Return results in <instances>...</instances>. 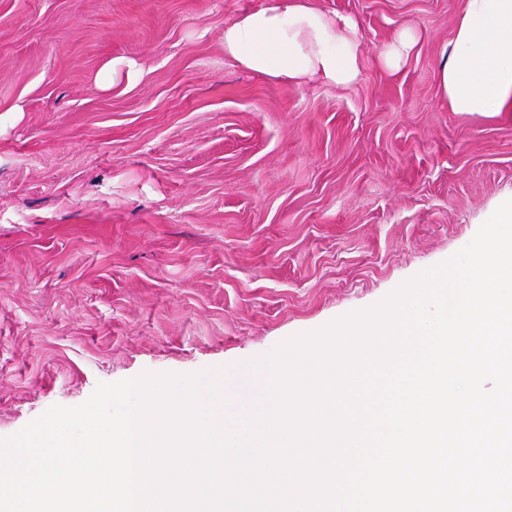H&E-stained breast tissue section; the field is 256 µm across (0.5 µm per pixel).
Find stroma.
Wrapping results in <instances>:
<instances>
[{"instance_id":"stroma-1","label":"stroma","mask_w":512,"mask_h":512,"mask_svg":"<svg viewBox=\"0 0 512 512\" xmlns=\"http://www.w3.org/2000/svg\"><path fill=\"white\" fill-rule=\"evenodd\" d=\"M260 3L0 0V437L97 383L260 359L372 307L512 197V112L438 88L460 0H318L361 27L345 88L225 57ZM110 60L139 73L101 89ZM418 42V30L410 25L403 27L380 52L379 61L381 65L390 71L399 69L405 59L415 49Z\"/></svg>"}]
</instances>
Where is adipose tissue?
Instances as JSON below:
<instances>
[{
    "instance_id": "adipose-tissue-1",
    "label": "adipose tissue",
    "mask_w": 512,
    "mask_h": 512,
    "mask_svg": "<svg viewBox=\"0 0 512 512\" xmlns=\"http://www.w3.org/2000/svg\"><path fill=\"white\" fill-rule=\"evenodd\" d=\"M362 53L358 22L314 0H262L224 26L227 58L288 82L319 77L349 86ZM437 82L452 111L512 112V0H462Z\"/></svg>"
}]
</instances>
